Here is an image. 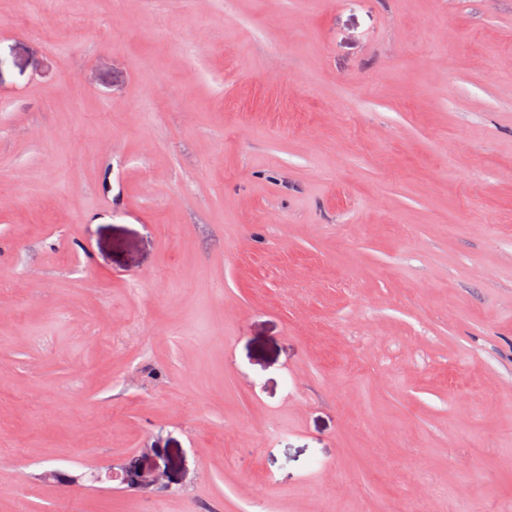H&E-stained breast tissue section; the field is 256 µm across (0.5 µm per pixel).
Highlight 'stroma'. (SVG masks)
<instances>
[{"label": "stroma", "mask_w": 512, "mask_h": 512, "mask_svg": "<svg viewBox=\"0 0 512 512\" xmlns=\"http://www.w3.org/2000/svg\"><path fill=\"white\" fill-rule=\"evenodd\" d=\"M408 505L512 512V0H0V512ZM163 457L160 448H146L141 456L129 459L121 466L118 472H112L111 478L120 480L122 484L132 487L150 488L161 483L164 470L153 457Z\"/></svg>", "instance_id": "stroma-1"}]
</instances>
